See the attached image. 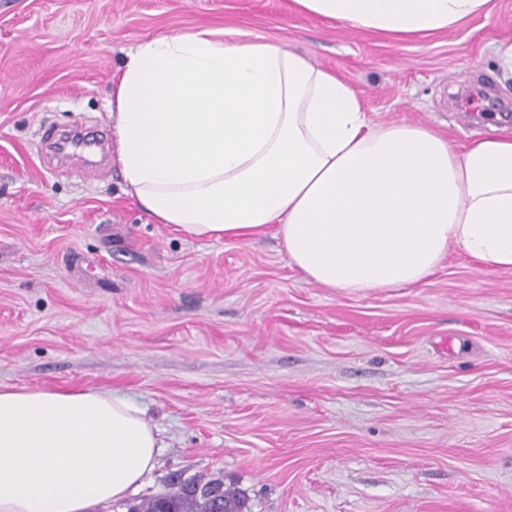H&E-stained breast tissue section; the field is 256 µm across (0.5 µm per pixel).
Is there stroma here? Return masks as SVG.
<instances>
[{
    "instance_id": "35a3bbf8",
    "label": "stroma",
    "mask_w": 512,
    "mask_h": 512,
    "mask_svg": "<svg viewBox=\"0 0 512 512\" xmlns=\"http://www.w3.org/2000/svg\"><path fill=\"white\" fill-rule=\"evenodd\" d=\"M411 39L293 0H0V387L105 390L159 433L126 512L172 475L236 484L252 512H512V271L451 251L413 288L306 281L279 241L200 239L123 193L111 140L126 50L206 28L335 71L378 124L461 147L487 128L480 85L512 106V0Z\"/></svg>"
}]
</instances>
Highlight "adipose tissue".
<instances>
[{
  "label": "adipose tissue",
  "instance_id": "ef3b65f1",
  "mask_svg": "<svg viewBox=\"0 0 512 512\" xmlns=\"http://www.w3.org/2000/svg\"><path fill=\"white\" fill-rule=\"evenodd\" d=\"M490 0H295L399 38L488 13ZM109 118L124 191L203 238L270 231L325 288L425 282L450 248L512 270V131L454 149L421 124L370 122L353 89L305 56L203 29L124 56ZM159 434L109 391L0 389V512H89L157 462Z\"/></svg>",
  "mask_w": 512,
  "mask_h": 512
}]
</instances>
